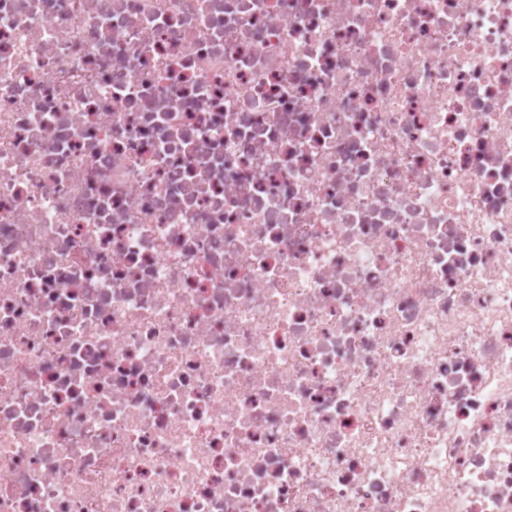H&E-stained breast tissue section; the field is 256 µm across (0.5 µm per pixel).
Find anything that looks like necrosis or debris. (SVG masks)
I'll return each instance as SVG.
<instances>
[{
	"label": "necrosis or debris",
	"mask_w": 512,
	"mask_h": 512,
	"mask_svg": "<svg viewBox=\"0 0 512 512\" xmlns=\"http://www.w3.org/2000/svg\"><path fill=\"white\" fill-rule=\"evenodd\" d=\"M0 512H512V0H0Z\"/></svg>",
	"instance_id": "1"
}]
</instances>
